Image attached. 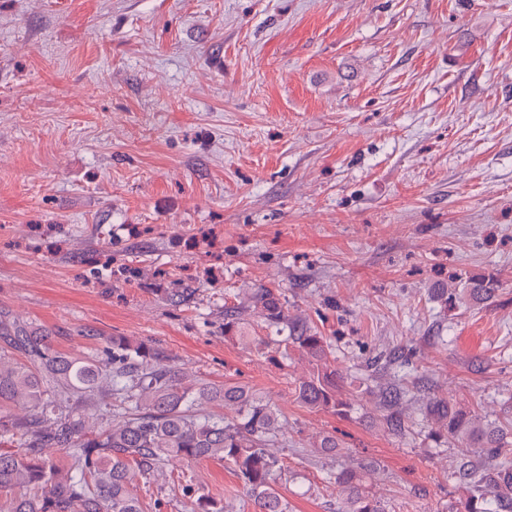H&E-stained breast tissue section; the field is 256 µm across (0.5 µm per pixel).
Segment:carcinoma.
<instances>
[{"instance_id":"obj_1","label":"carcinoma","mask_w":512,"mask_h":512,"mask_svg":"<svg viewBox=\"0 0 512 512\" xmlns=\"http://www.w3.org/2000/svg\"><path fill=\"white\" fill-rule=\"evenodd\" d=\"M493 278H469L460 296L465 305L494 302ZM252 311L266 326L281 332L316 365L295 387L304 405L346 415L350 403L338 394L336 371L327 365L326 339L311 328L288 321L279 298L259 288L250 298ZM224 334L236 335L256 347L268 338L240 335L236 322H224ZM112 366L98 368L90 357H74L54 348L49 332L0 313V407H17L22 415L0 413V438L19 437L17 449L0 450V512H146L137 486L155 475L165 462L220 460L230 465L252 497L257 512H288V502L276 488L281 470L268 451L279 436L277 409L250 387L198 383L165 364L163 351L125 337L108 340ZM403 387L381 393L386 425L404 428L394 406ZM113 396L124 413L111 425L90 431L88 412L100 410ZM217 402L235 410L232 417L198 415L194 407ZM430 410L447 422L448 440L472 449L479 461L467 459L455 474L464 489L457 512H512V458L508 441L492 422L463 409L435 401ZM62 448L70 453L63 470L46 453ZM319 455L335 456L340 444L324 435L312 445ZM360 462L330 474L346 494V512H389L368 490Z\"/></svg>"}]
</instances>
